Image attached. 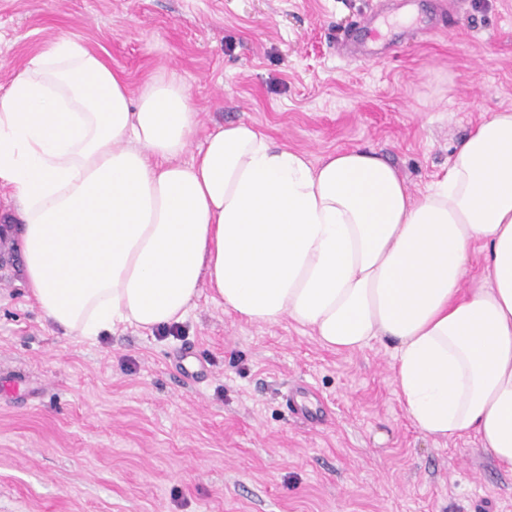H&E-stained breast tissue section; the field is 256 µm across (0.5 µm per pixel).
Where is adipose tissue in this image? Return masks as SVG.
Returning <instances> with one entry per match:
<instances>
[{"instance_id":"adipose-tissue-1","label":"adipose tissue","mask_w":512,"mask_h":512,"mask_svg":"<svg viewBox=\"0 0 512 512\" xmlns=\"http://www.w3.org/2000/svg\"><path fill=\"white\" fill-rule=\"evenodd\" d=\"M197 130L176 73L132 94L78 38L15 73L0 92V188L45 319L68 337L152 329L183 321L206 289L337 352L386 339L413 424L474 432L512 472V111L474 125L417 196L369 151L315 162L238 122L191 156Z\"/></svg>"}]
</instances>
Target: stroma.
I'll return each mask as SVG.
<instances>
[{"label":"stroma","mask_w":512,"mask_h":512,"mask_svg":"<svg viewBox=\"0 0 512 512\" xmlns=\"http://www.w3.org/2000/svg\"><path fill=\"white\" fill-rule=\"evenodd\" d=\"M371 0H0V91L40 47L82 39L132 92L176 70L194 140L246 122L312 159L372 150L413 195L487 113L512 109V0L372 63L336 53ZM0 188V512H512V473L472 433L409 420L389 342L323 347L202 291L174 332L62 336L30 298ZM321 400L313 423L289 389Z\"/></svg>","instance_id":"obj_1"}]
</instances>
